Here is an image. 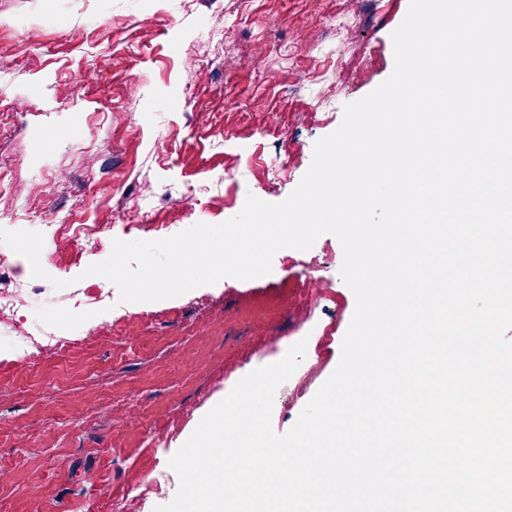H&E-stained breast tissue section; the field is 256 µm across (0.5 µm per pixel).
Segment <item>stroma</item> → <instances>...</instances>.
I'll return each instance as SVG.
<instances>
[{
  "label": "stroma",
  "mask_w": 512,
  "mask_h": 512,
  "mask_svg": "<svg viewBox=\"0 0 512 512\" xmlns=\"http://www.w3.org/2000/svg\"><path fill=\"white\" fill-rule=\"evenodd\" d=\"M409 0H0V228L126 225V240L164 239L169 224L216 225L248 196L285 200L309 169L343 107L394 68L392 32ZM233 32L231 43L219 27ZM193 52L198 67L183 71ZM140 86L130 103L126 80ZM342 91L319 101L323 84ZM165 139L166 153L155 151ZM156 196L139 199L142 179ZM53 183L50 209L12 195ZM88 242L82 266L44 246L48 279L68 280L107 259ZM298 271L274 254L265 279L224 278L142 303L137 333L114 324L102 341L0 367V512H113V503L167 469L201 419L255 369L298 342L299 314L282 287ZM336 333L301 399L276 392L271 423L284 434L335 370L356 301L339 271ZM277 335L279 344L268 341ZM137 403L140 425L110 416Z\"/></svg>",
  "instance_id": "stroma-1"
}]
</instances>
